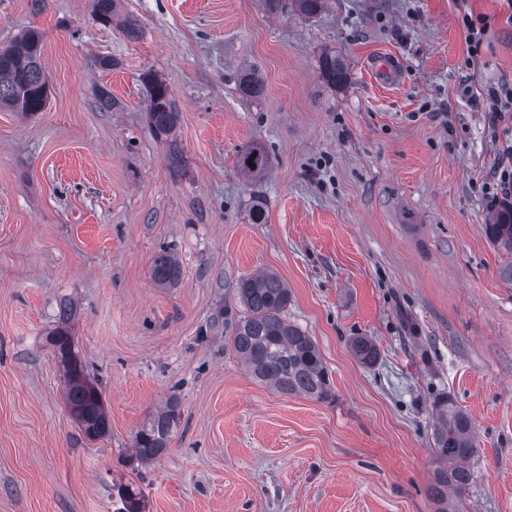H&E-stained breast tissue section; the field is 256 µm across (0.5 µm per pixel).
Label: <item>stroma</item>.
<instances>
[{
    "instance_id": "stroma-1",
    "label": "stroma",
    "mask_w": 512,
    "mask_h": 512,
    "mask_svg": "<svg viewBox=\"0 0 512 512\" xmlns=\"http://www.w3.org/2000/svg\"><path fill=\"white\" fill-rule=\"evenodd\" d=\"M128 39L92 0H0V47L41 32L50 86L32 116L0 109V512H437L431 433L445 399L478 446L462 512H512V259L484 233L486 185L512 136L485 109L512 84L505 0H121ZM488 31L469 59L463 14ZM350 66L319 73L324 50ZM114 60L112 68L101 59ZM393 61L398 81L373 65ZM180 112L185 169L146 117L145 72ZM263 82L246 96L242 77ZM270 157L256 183L243 144ZM262 203L267 221L250 210ZM172 250V285L152 278ZM291 292L335 393L256 382L228 344L237 283ZM109 433L87 439L46 342L62 300ZM369 337L375 364L351 350ZM180 419L144 466L136 432ZM319 70L322 79L329 85H344L348 81L349 71L344 59L335 51L327 50L319 60ZM252 154H256V157L251 162V164H254V168H251V164H248V160L251 159ZM268 167L269 154L262 144L252 142L240 151L238 168L240 173L247 180L256 181L261 179L267 172ZM179 419L178 405L170 401L138 430L134 440V455L141 464H150L166 453L171 433ZM118 497L121 507L116 512H142L144 511V497L139 487L133 484L121 485L118 488Z\"/></svg>"
}]
</instances>
